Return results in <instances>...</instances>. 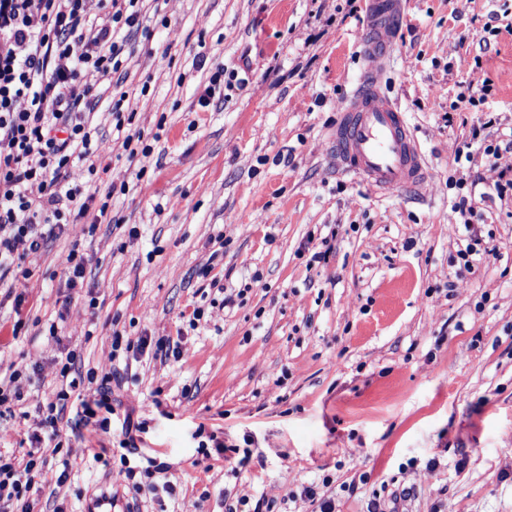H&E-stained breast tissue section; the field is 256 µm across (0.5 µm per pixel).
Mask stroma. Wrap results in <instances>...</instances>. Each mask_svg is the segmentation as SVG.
<instances>
[{"label": "stroma", "instance_id": "obj_1", "mask_svg": "<svg viewBox=\"0 0 512 512\" xmlns=\"http://www.w3.org/2000/svg\"><path fill=\"white\" fill-rule=\"evenodd\" d=\"M402 2L380 88L431 168L417 196L336 165L337 106L366 68L349 0H145L148 33L97 89L98 171L67 170L89 210L26 257L24 302L0 301V376L21 370L24 395L0 415V455L25 454L67 351L75 373L121 381L110 433L63 430L30 492L39 512L103 493L126 512H319L323 498L335 512H512V198L476 202L497 255L460 278L448 185L488 175L479 146L454 162L483 113L512 129V28L497 0ZM223 66L244 84L201 105ZM463 84L492 91L474 107ZM117 98L150 154L128 157ZM327 236L328 260L310 264ZM74 250L90 262L71 289ZM117 332L181 356L114 350ZM128 414L143 425L132 477L94 457Z\"/></svg>", "mask_w": 512, "mask_h": 512}]
</instances>
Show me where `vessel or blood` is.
Masks as SVG:
<instances>
[{
	"mask_svg": "<svg viewBox=\"0 0 512 512\" xmlns=\"http://www.w3.org/2000/svg\"><path fill=\"white\" fill-rule=\"evenodd\" d=\"M401 16V0H367L361 38L367 67L341 105L332 135L338 167L381 193L417 189L430 174L403 111L379 86L378 77L392 58Z\"/></svg>",
	"mask_w": 512,
	"mask_h": 512,
	"instance_id": "b4317fda",
	"label": "vessel or blood"
}]
</instances>
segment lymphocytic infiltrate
I'll return each instance as SVG.
<instances>
[{
	"instance_id": "1",
	"label": "lymphocytic infiltrate",
	"mask_w": 512,
	"mask_h": 512,
	"mask_svg": "<svg viewBox=\"0 0 512 512\" xmlns=\"http://www.w3.org/2000/svg\"><path fill=\"white\" fill-rule=\"evenodd\" d=\"M104 15H90L86 0H0V280L12 276L15 303L25 299L31 276L17 262V244L39 252L52 229L85 213L87 201L64 176L73 158L96 164L105 151L101 130L92 122L94 88L119 72L130 34L143 28L141 0H109ZM495 122L485 116L471 137L483 140ZM484 142L486 165L494 178L481 198L512 193V178L501 169L512 138ZM457 211L466 230L454 260L472 271L491 251L473 229L477 211L461 195ZM60 413L39 416L31 446L22 459L0 456V501H17L16 512H34L26 494L34 473L46 464L43 443L59 436Z\"/></svg>"
}]
</instances>
